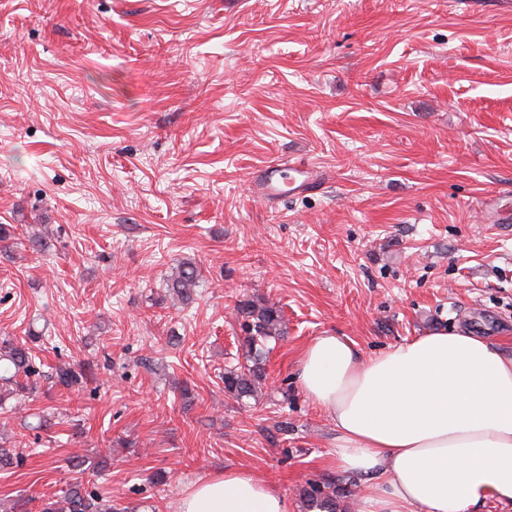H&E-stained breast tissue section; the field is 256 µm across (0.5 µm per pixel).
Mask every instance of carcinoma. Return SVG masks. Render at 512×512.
<instances>
[{"instance_id": "cac0c4a2", "label": "carcinoma", "mask_w": 512, "mask_h": 512, "mask_svg": "<svg viewBox=\"0 0 512 512\" xmlns=\"http://www.w3.org/2000/svg\"><path fill=\"white\" fill-rule=\"evenodd\" d=\"M203 278L202 267L193 261L180 263L166 281L170 292L179 300L188 302L196 294ZM237 312L243 320L246 352L244 362L224 370V393L241 401L254 398L266 380L267 343L285 335V319L282 310L261 298L239 301ZM0 409L9 398L16 403L26 401L37 389L40 379L48 378L57 386L70 388L86 374L67 363L54 367L48 375L32 361L30 347L19 340L7 339L0 343ZM307 512H336V482L314 483L302 492ZM40 512H119L112 501L101 494H89L82 483L75 480L62 490L59 496L41 501Z\"/></svg>"}]
</instances>
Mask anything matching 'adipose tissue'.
I'll return each mask as SVG.
<instances>
[{"label": "adipose tissue", "mask_w": 512, "mask_h": 512, "mask_svg": "<svg viewBox=\"0 0 512 512\" xmlns=\"http://www.w3.org/2000/svg\"><path fill=\"white\" fill-rule=\"evenodd\" d=\"M296 380L336 426L333 466L361 480L359 512H469L512 506V356L463 329H439L368 356L326 334ZM253 473L193 484L178 512H294Z\"/></svg>", "instance_id": "ef3b65f1"}]
</instances>
